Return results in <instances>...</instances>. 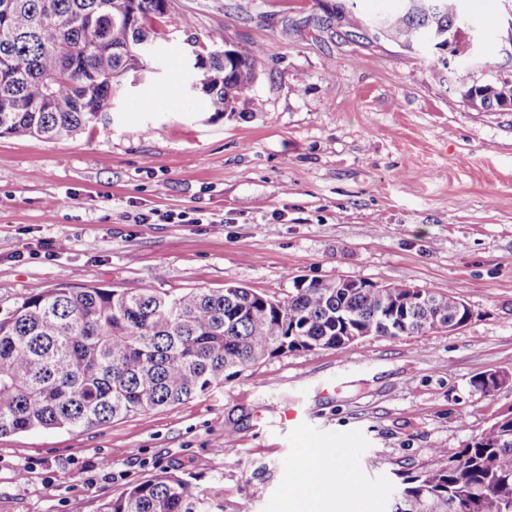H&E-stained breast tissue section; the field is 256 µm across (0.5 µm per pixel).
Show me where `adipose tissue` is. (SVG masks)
Returning <instances> with one entry per match:
<instances>
[{"instance_id": "1", "label": "adipose tissue", "mask_w": 512, "mask_h": 512, "mask_svg": "<svg viewBox=\"0 0 512 512\" xmlns=\"http://www.w3.org/2000/svg\"><path fill=\"white\" fill-rule=\"evenodd\" d=\"M299 468L304 482L289 497L292 512H347L349 466L339 449H303Z\"/></svg>"}]
</instances>
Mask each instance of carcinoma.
Here are the masks:
<instances>
[{
  "mask_svg": "<svg viewBox=\"0 0 512 512\" xmlns=\"http://www.w3.org/2000/svg\"><path fill=\"white\" fill-rule=\"evenodd\" d=\"M373 20L408 49L442 45L467 20L448 0H401ZM170 0H0V137L57 140L99 121L119 78L140 68L152 23ZM198 94L235 115L256 62L230 48L196 53ZM469 102L512 106V82L478 85L457 72ZM294 282L284 297L236 285L178 295L54 288L0 317V436L89 428L182 404L249 365L290 352L339 349L364 328L373 336L425 332L437 312L467 319L460 296L358 279ZM424 471L399 474L391 512H502L512 505V413ZM99 512H223L168 470L135 482Z\"/></svg>",
  "mask_w": 512,
  "mask_h": 512,
  "instance_id": "1",
  "label": "carcinoma"
}]
</instances>
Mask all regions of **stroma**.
<instances>
[{
  "label": "stroma",
  "instance_id": "stroma-1",
  "mask_svg": "<svg viewBox=\"0 0 512 512\" xmlns=\"http://www.w3.org/2000/svg\"><path fill=\"white\" fill-rule=\"evenodd\" d=\"M338 2L171 0L107 120L0 137V316L52 288L282 296L344 276L455 293L471 320L266 359L104 426L2 436L0 512H98L162 466L224 512H289L302 431L345 449L354 512H389L396 473L512 413V386L471 383L512 372V107L469 104L454 75L512 81V0H455L475 39L439 77L432 53L350 32ZM226 44L259 74L242 113L216 117L187 90L189 58Z\"/></svg>",
  "mask_w": 512,
  "mask_h": 512
}]
</instances>
